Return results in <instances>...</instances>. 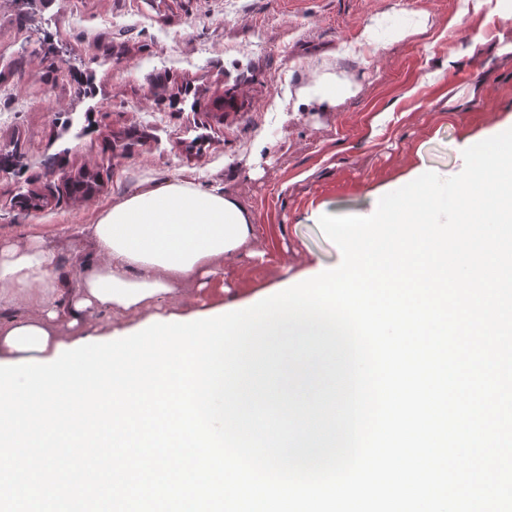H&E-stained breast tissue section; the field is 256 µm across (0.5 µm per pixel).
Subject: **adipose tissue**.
<instances>
[{
  "mask_svg": "<svg viewBox=\"0 0 512 512\" xmlns=\"http://www.w3.org/2000/svg\"><path fill=\"white\" fill-rule=\"evenodd\" d=\"M356 85L312 78L297 95L303 107H331ZM254 217L219 187L154 179L112 205L86 235L92 259L63 287L56 256L38 237L0 244V363L53 359L60 345L108 338L161 316L166 298L193 288L187 315L224 306V260L257 238ZM21 306L6 316V308ZM107 312L105 323L91 321Z\"/></svg>",
  "mask_w": 512,
  "mask_h": 512,
  "instance_id": "1",
  "label": "adipose tissue"
}]
</instances>
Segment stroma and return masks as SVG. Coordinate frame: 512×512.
Segmentation results:
<instances>
[{"label": "stroma", "mask_w": 512, "mask_h": 512, "mask_svg": "<svg viewBox=\"0 0 512 512\" xmlns=\"http://www.w3.org/2000/svg\"><path fill=\"white\" fill-rule=\"evenodd\" d=\"M462 0H0V241L44 239L75 281L81 230L151 179L223 187L262 232L224 262L245 299L314 265L340 264L322 215H365L376 192L512 121V63L466 56L475 31L512 38ZM425 30L383 48L376 20ZM460 56L448 68L450 53ZM358 85L294 110L311 76ZM465 110L447 106L449 92ZM90 171L98 187L73 193Z\"/></svg>", "instance_id": "35a3bbf8"}]
</instances>
